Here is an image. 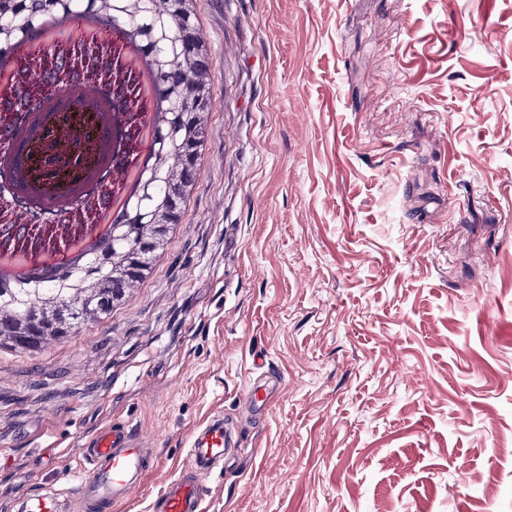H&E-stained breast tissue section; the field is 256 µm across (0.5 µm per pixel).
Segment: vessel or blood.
I'll use <instances>...</instances> for the list:
<instances>
[{"label": "vessel or blood", "instance_id": "1", "mask_svg": "<svg viewBox=\"0 0 512 512\" xmlns=\"http://www.w3.org/2000/svg\"><path fill=\"white\" fill-rule=\"evenodd\" d=\"M224 418L212 417L191 444L186 474L170 480L149 504L150 512H202L204 480L224 470ZM82 472L67 489L42 490L14 505L15 512H115L140 488L156 459L151 438L113 421L85 436L77 448Z\"/></svg>", "mask_w": 512, "mask_h": 512}]
</instances>
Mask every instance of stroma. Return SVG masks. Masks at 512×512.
I'll return each mask as SVG.
<instances>
[{
	"mask_svg": "<svg viewBox=\"0 0 512 512\" xmlns=\"http://www.w3.org/2000/svg\"><path fill=\"white\" fill-rule=\"evenodd\" d=\"M196 14L195 192L110 317L0 347V512L111 419L157 448L148 512L216 415L203 512H512V0Z\"/></svg>",
	"mask_w": 512,
	"mask_h": 512,
	"instance_id": "stroma-1",
	"label": "stroma"
}]
</instances>
